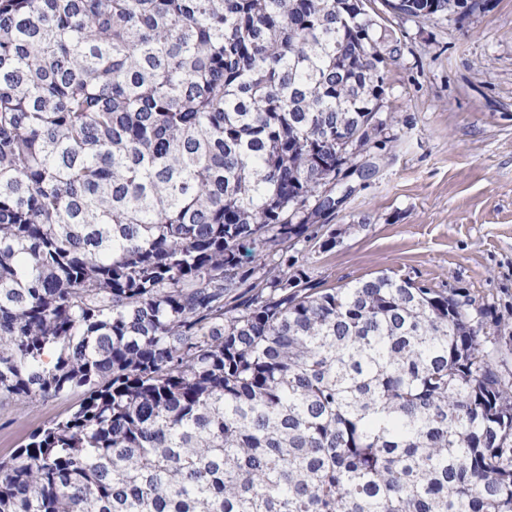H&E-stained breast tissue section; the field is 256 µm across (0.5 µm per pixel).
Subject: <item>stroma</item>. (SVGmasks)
<instances>
[{"mask_svg":"<svg viewBox=\"0 0 512 512\" xmlns=\"http://www.w3.org/2000/svg\"><path fill=\"white\" fill-rule=\"evenodd\" d=\"M376 34L396 50L386 128L322 219L335 247L300 242L298 264L327 287L386 272L469 296L490 335L512 336V0L425 22L387 14ZM78 400L1 404L0 458Z\"/></svg>","mask_w":512,"mask_h":512,"instance_id":"obj_1","label":"stroma"}]
</instances>
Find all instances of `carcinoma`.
<instances>
[{
	"mask_svg": "<svg viewBox=\"0 0 512 512\" xmlns=\"http://www.w3.org/2000/svg\"><path fill=\"white\" fill-rule=\"evenodd\" d=\"M346 2L0 0V404L82 396L0 512H512L488 311L288 254L382 127Z\"/></svg>",
	"mask_w": 512,
	"mask_h": 512,
	"instance_id": "obj_1",
	"label": "carcinoma"
}]
</instances>
